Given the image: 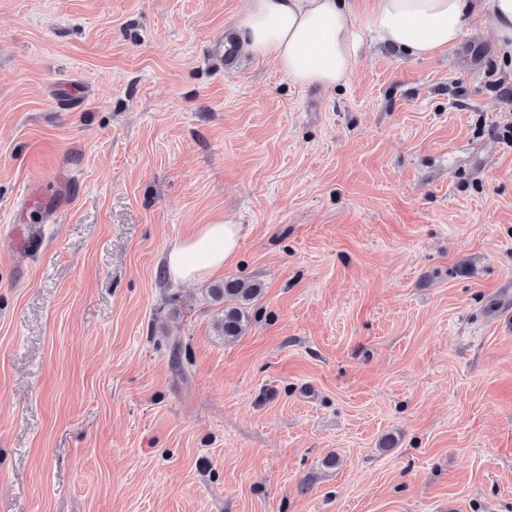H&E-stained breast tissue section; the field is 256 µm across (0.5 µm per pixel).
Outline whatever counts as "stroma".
Instances as JSON below:
<instances>
[{
    "instance_id": "stroma-1",
    "label": "stroma",
    "mask_w": 512,
    "mask_h": 512,
    "mask_svg": "<svg viewBox=\"0 0 512 512\" xmlns=\"http://www.w3.org/2000/svg\"><path fill=\"white\" fill-rule=\"evenodd\" d=\"M245 5L0 0V512H512V63L211 70ZM240 225L219 217L201 224L167 251L164 266L175 282L204 281L224 269L239 248ZM263 286L258 281L224 278L208 288V296L216 305H222L214 321V330L222 339L239 336L249 319V309L261 295Z\"/></svg>"
}]
</instances>
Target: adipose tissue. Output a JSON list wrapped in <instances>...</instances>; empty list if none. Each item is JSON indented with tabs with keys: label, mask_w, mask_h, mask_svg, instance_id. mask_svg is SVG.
<instances>
[{
	"label": "adipose tissue",
	"mask_w": 512,
	"mask_h": 512,
	"mask_svg": "<svg viewBox=\"0 0 512 512\" xmlns=\"http://www.w3.org/2000/svg\"><path fill=\"white\" fill-rule=\"evenodd\" d=\"M476 18L490 21L501 56L512 61V0H373L362 29L350 18L349 0H248L233 36L254 57L272 59L294 84L333 90L370 42L431 57L459 43ZM239 236V225L221 217L200 225L167 251L168 277L210 278L234 259Z\"/></svg>",
	"instance_id": "obj_1"
}]
</instances>
